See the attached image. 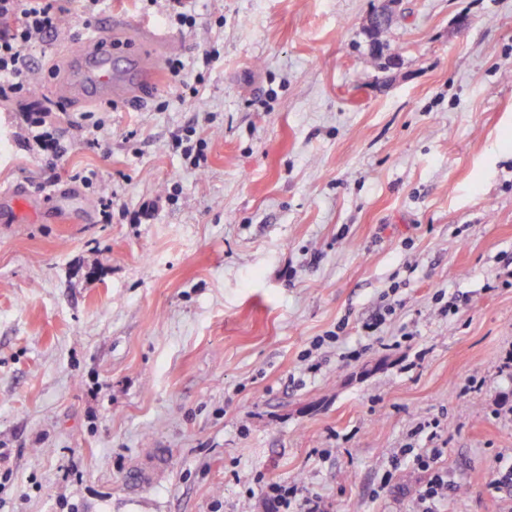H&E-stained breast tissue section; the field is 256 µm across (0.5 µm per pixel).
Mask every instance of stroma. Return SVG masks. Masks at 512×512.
<instances>
[{
    "label": "stroma",
    "mask_w": 512,
    "mask_h": 512,
    "mask_svg": "<svg viewBox=\"0 0 512 512\" xmlns=\"http://www.w3.org/2000/svg\"><path fill=\"white\" fill-rule=\"evenodd\" d=\"M380 3L194 0L165 54L194 98L120 53L138 96L109 112L33 70L52 165L0 99V512H274L272 481L415 512L427 475L392 459L432 445L446 512H512L490 488L512 466V0H397L372 36ZM114 14L165 25L150 0H66L36 58ZM189 127L198 168L172 146Z\"/></svg>",
    "instance_id": "35a3bbf8"
}]
</instances>
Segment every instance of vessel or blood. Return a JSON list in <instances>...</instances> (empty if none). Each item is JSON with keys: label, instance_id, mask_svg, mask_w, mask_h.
<instances>
[{"label": "vessel or blood", "instance_id": "1", "mask_svg": "<svg viewBox=\"0 0 512 512\" xmlns=\"http://www.w3.org/2000/svg\"><path fill=\"white\" fill-rule=\"evenodd\" d=\"M129 29L144 46V61L159 60L163 51L172 45L166 33L147 25H126L122 18H115L112 29L97 31L85 39L79 52L65 54L66 78L59 87L60 95L78 94L98 101L112 95V31Z\"/></svg>", "mask_w": 512, "mask_h": 512}]
</instances>
